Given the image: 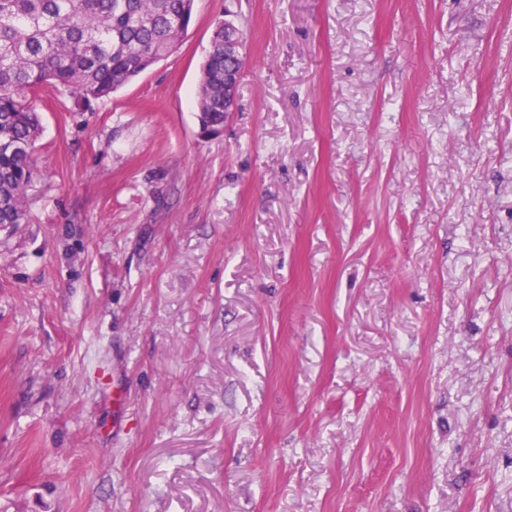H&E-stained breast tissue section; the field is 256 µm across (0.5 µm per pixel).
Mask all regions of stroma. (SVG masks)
I'll list each match as a JSON object with an SVG mask.
<instances>
[{"label": "stroma", "instance_id": "1", "mask_svg": "<svg viewBox=\"0 0 512 512\" xmlns=\"http://www.w3.org/2000/svg\"><path fill=\"white\" fill-rule=\"evenodd\" d=\"M38 105L0 512H512V0H198L110 98ZM230 8L224 11V24L221 19L214 24L210 51L203 65L197 91L199 118L211 123L224 125V119L234 112L239 71L228 68L224 59L235 58L239 49L240 30L232 18Z\"/></svg>", "mask_w": 512, "mask_h": 512}]
</instances>
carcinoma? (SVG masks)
Here are the masks:
<instances>
[{
    "instance_id": "cac0c4a2",
    "label": "carcinoma",
    "mask_w": 512,
    "mask_h": 512,
    "mask_svg": "<svg viewBox=\"0 0 512 512\" xmlns=\"http://www.w3.org/2000/svg\"><path fill=\"white\" fill-rule=\"evenodd\" d=\"M196 0H0V224L28 221L45 85L108 98L179 44ZM224 24H214L197 108L224 123Z\"/></svg>"
}]
</instances>
